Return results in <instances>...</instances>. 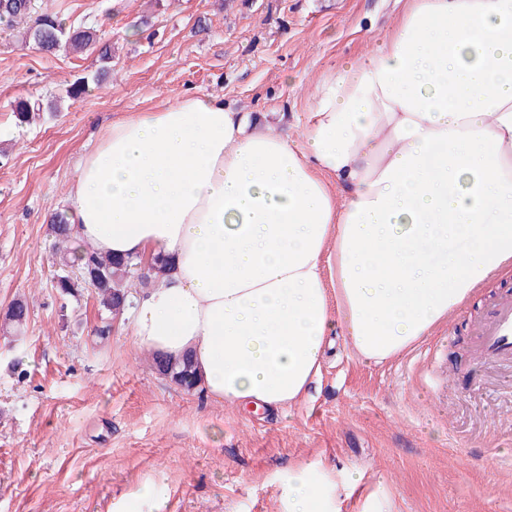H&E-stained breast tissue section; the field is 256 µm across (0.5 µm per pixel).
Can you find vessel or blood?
<instances>
[{
  "label": "vessel or blood",
  "instance_id": "obj_1",
  "mask_svg": "<svg viewBox=\"0 0 512 512\" xmlns=\"http://www.w3.org/2000/svg\"><path fill=\"white\" fill-rule=\"evenodd\" d=\"M474 353L484 363L512 361V294L498 298L475 327Z\"/></svg>",
  "mask_w": 512,
  "mask_h": 512
}]
</instances>
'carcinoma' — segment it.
<instances>
[{"instance_id": "1", "label": "carcinoma", "mask_w": 512, "mask_h": 512, "mask_svg": "<svg viewBox=\"0 0 512 512\" xmlns=\"http://www.w3.org/2000/svg\"><path fill=\"white\" fill-rule=\"evenodd\" d=\"M34 11V0H0V22L12 27L33 19L24 32V39L34 42L40 49L83 54L98 48L101 58H109V46L100 44L101 37L96 28L68 26L55 13H41L34 17ZM41 111L40 104L28 100L16 101L13 108L14 116L21 124L30 123ZM48 231L53 239V265L56 266L53 288L59 297L66 300L79 295L83 289H89L101 310L114 319L123 316L130 306L134 272H140L141 282L146 286L160 280L170 264L169 257L164 254H158L146 263L102 255L91 245L75 240L74 228L62 213L52 216ZM28 313V305L17 300L5 312L4 321L19 330L26 323ZM153 364L159 375L183 392L202 391L189 354L174 359L156 354Z\"/></svg>"}]
</instances>
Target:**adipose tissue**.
<instances>
[{"instance_id": "1", "label": "adipose tissue", "mask_w": 512, "mask_h": 512, "mask_svg": "<svg viewBox=\"0 0 512 512\" xmlns=\"http://www.w3.org/2000/svg\"><path fill=\"white\" fill-rule=\"evenodd\" d=\"M66 214L99 252L169 256L131 336L191 354L213 399L301 400L336 331L390 360L512 265V0H407L363 61L320 75L298 143L197 94L112 120ZM285 501L340 512L309 466Z\"/></svg>"}]
</instances>
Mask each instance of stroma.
<instances>
[{
    "label": "stroma",
    "mask_w": 512,
    "mask_h": 512,
    "mask_svg": "<svg viewBox=\"0 0 512 512\" xmlns=\"http://www.w3.org/2000/svg\"><path fill=\"white\" fill-rule=\"evenodd\" d=\"M37 6L97 28L112 57L52 55L0 22V316L17 299L29 307L20 331L0 325V512H149L134 498L145 480L163 512H284L288 469L307 462L336 479L341 512H362L373 494L385 512H512V408L487 395L512 367L473 355L476 322L512 294V266L390 361L363 362L331 336L307 395L277 413L184 393L134 346L126 318L98 339L97 302L61 303L52 286L49 220L102 125L207 94L275 113L274 130L299 141L317 77L365 57L402 0ZM102 68V82L63 97ZM21 98L58 110L21 126ZM352 470L355 487L341 479Z\"/></svg>",
    "instance_id": "obj_1"
}]
</instances>
